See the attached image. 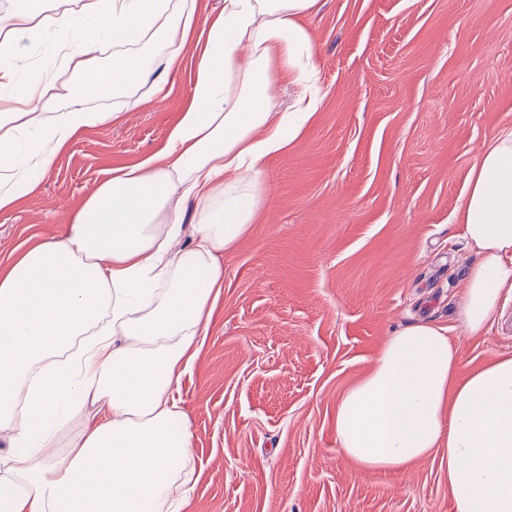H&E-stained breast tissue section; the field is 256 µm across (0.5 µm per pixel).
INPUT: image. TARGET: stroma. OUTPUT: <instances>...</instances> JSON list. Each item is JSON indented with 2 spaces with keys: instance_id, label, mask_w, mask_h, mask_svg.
<instances>
[{
  "instance_id": "obj_1",
  "label": "stroma",
  "mask_w": 512,
  "mask_h": 512,
  "mask_svg": "<svg viewBox=\"0 0 512 512\" xmlns=\"http://www.w3.org/2000/svg\"><path fill=\"white\" fill-rule=\"evenodd\" d=\"M223 9L198 0L159 88L88 97L118 119L85 129L0 212V264L63 236L113 169L166 147ZM303 24L323 104L267 159V217L222 256L208 335L174 391L192 434L181 512H454L447 456L361 470L336 441V406L409 323L448 326L465 371L512 353V298L484 335L456 321L474 261L457 199L512 125V0H319Z\"/></svg>"
}]
</instances>
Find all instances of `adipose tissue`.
Segmentation results:
<instances>
[{"instance_id": "ef3b65f1", "label": "adipose tissue", "mask_w": 512, "mask_h": 512, "mask_svg": "<svg viewBox=\"0 0 512 512\" xmlns=\"http://www.w3.org/2000/svg\"><path fill=\"white\" fill-rule=\"evenodd\" d=\"M73 2L61 11L18 0L13 26L0 30L1 212L76 135L116 118L58 93L46 70L22 76L44 32L62 33V65L104 96L158 84L144 48L184 47L197 13V0ZM318 2L224 0L166 148L113 169L64 236L37 240L0 267V431L11 447L0 512H163L191 446L173 387L208 334L224 286L219 258L259 219L265 159L320 108L301 23ZM98 36L120 48L111 67L87 48ZM277 69L303 87L293 111L274 108ZM63 100L69 109L57 112ZM25 128L38 136L22 148ZM457 212L475 257L459 321L476 336L512 297V128L485 146ZM188 221L193 247L184 252ZM89 403L98 417L68 456L43 459L50 421ZM335 430L366 470L396 472L445 451L454 512H512V354L464 372L447 327L403 326L341 397Z\"/></svg>"}]
</instances>
